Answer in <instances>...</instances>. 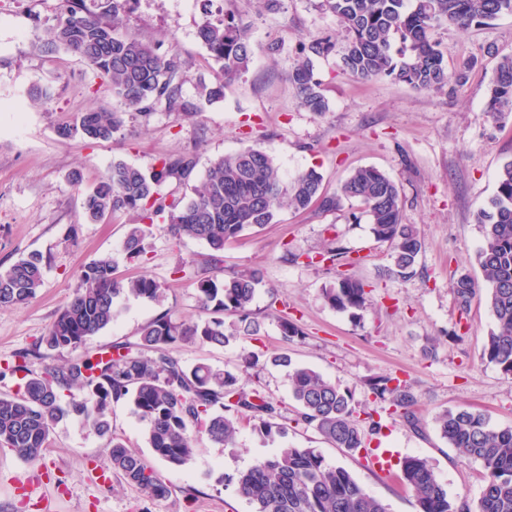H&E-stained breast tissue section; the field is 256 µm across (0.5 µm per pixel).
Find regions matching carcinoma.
<instances>
[{
  "mask_svg": "<svg viewBox=\"0 0 512 512\" xmlns=\"http://www.w3.org/2000/svg\"><path fill=\"white\" fill-rule=\"evenodd\" d=\"M128 0H60L57 22L44 29L39 50L64 49L93 66L108 82L122 105L147 119L156 107L194 116L200 103L223 97L224 84L241 78L253 56L250 24L224 10L204 12L198 37L210 59L219 65L213 83H201L198 101L182 96L187 61L177 49L164 54L138 36L120 31V14ZM314 6L334 16L343 43L328 35L296 41L297 62L288 74L300 106L313 112L329 110L328 99L314 74V59L341 54L345 72L364 80L387 77L420 91L438 90L448 82L443 52L432 38L441 23L458 28L480 26L504 13L512 14V0H314ZM398 50H393L394 44ZM512 112V57L503 58L492 79L487 111ZM124 124V113L104 107L82 113L74 123L58 128V135L109 140ZM196 159L184 154L166 157L148 172L124 162L112 164L84 194L87 219L98 223L117 212L140 218L124 242L131 257L145 253V240L155 219L167 215L168 233L205 242L221 253L224 245L246 229L273 223L281 207L297 211L317 204L334 210L343 200H355L371 218L374 239L388 244L396 272L412 269L422 243L414 229L402 223L401 190L389 176L373 167L351 172L336 193L322 188V175L311 168L289 181L275 159L258 148L226 154L210 163L201 184L185 200L166 202L160 186L169 179L190 180ZM483 240L476 253L488 287V306L494 319L483 355L504 374L512 375V160L497 174V191L476 213ZM43 283V258L31 254L0 270V308L18 307L34 298ZM261 275L256 270L198 281L199 314L191 320L164 313L140 328L139 341L116 347L110 357L69 361L33 373L31 353L19 352L4 363L0 375L22 374L23 391L0 396V446L28 462L41 460L54 426L75 415L99 436L107 438L112 471L146 499L168 496L162 476L121 439L112 436L106 417L108 401L125 399L146 425L153 453L171 466L188 464L197 453V438L205 436L224 447L236 446L239 423L248 420L267 439L285 433L279 409L261 391H244L228 369L207 363L192 366L173 356L177 344L224 347L239 333L258 334L252 304ZM461 307L479 292L468 274L453 283ZM132 295L159 303L163 289L144 277L120 281L114 277L112 257L101 256L83 271L81 285L57 314L42 338L49 350L76 349L117 317V300ZM325 304L337 311H365L370 305L365 284L344 275L322 291ZM236 317L225 326L224 316ZM244 362L255 368L264 362L288 368L296 422L314 427L326 441L348 452L366 448L362 420L355 415L352 394L313 368L295 365L286 354L260 360L249 352ZM378 398H390L405 410L416 398L410 387L391 376L372 380ZM77 390L80 397L62 401L61 393ZM448 446L483 468V489L477 507L453 501L429 461L410 455L401 461L403 481L415 493L418 512H512V427L496 428L474 411H446L437 417ZM236 491L253 512H388L387 506L342 467H333L314 448L283 445L260 458L236 477Z\"/></svg>",
  "mask_w": 512,
  "mask_h": 512,
  "instance_id": "cac0c4a2",
  "label": "carcinoma"
}]
</instances>
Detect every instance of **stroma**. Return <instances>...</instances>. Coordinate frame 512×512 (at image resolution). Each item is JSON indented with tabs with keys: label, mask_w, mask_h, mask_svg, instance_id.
<instances>
[{
	"label": "stroma",
	"mask_w": 512,
	"mask_h": 512,
	"mask_svg": "<svg viewBox=\"0 0 512 512\" xmlns=\"http://www.w3.org/2000/svg\"><path fill=\"white\" fill-rule=\"evenodd\" d=\"M213 6L252 23L254 56L243 78L227 84L223 99L193 118L160 109L146 120L126 118L112 139L91 142L61 140L57 128L90 108L116 110L120 104L105 79L78 56L38 50L40 27L54 23L59 0H0V269L32 253L44 260L36 297L18 308H0V363L38 349L84 268L103 255L114 259L117 277L144 275L161 284L163 301L120 299L112 325L75 350L39 349L30 364L34 371L135 343L142 325L161 314L197 315V283L215 274L205 242H177L157 226L145 240V254L131 259L123 243L134 214L85 221L82 188L116 161L148 169L166 156H196L189 183L161 185L170 199L191 196L212 161L248 147L271 154L288 179L316 169L329 194L353 170L376 167L401 189L402 221L422 242L417 262L411 273L395 274L387 245L371 233L369 216L346 200L333 210L283 208L263 230L243 231L226 243L222 268L261 271L252 304L258 335L238 336L225 347L181 344L173 354L189 366L205 362L231 370L244 390L259 389L288 418L286 436L263 438L245 422L236 447L201 440L192 461L174 468L152 452L146 427L128 401L114 400L107 411L112 436L161 473L170 489L166 498L145 500L116 476L102 483L101 473L111 470L107 439L71 416L52 432L42 467L0 447V512H252L234 479L286 443L316 449L328 464L348 470L389 512L418 510L413 491L399 478L398 461L408 455L428 459L449 498L477 503L483 469L448 446L435 419L447 410H470L485 414L492 426H512V375L483 355L494 326L487 300L475 297L464 310L452 290L463 273L484 280L475 259L483 240L475 214L495 194L502 164L512 159V112L495 118L485 110L496 66L512 55V14L466 30H435L449 74L464 62L473 64L464 85L452 80L439 92L387 78H356L336 56L316 60L315 77L330 105L318 113L298 104L288 82L294 53L272 56L266 46L275 39L290 44L301 36L338 33L335 18L315 9L312 0H283L275 12L257 10L254 0H214ZM202 14L201 0H131L123 17L124 31L161 50L178 44L188 62L182 92L190 101L199 83L215 81L219 70L197 37ZM36 88L46 90V98L33 99ZM74 171L82 175L81 186L69 181ZM333 245L350 264L317 261ZM341 273L365 284L371 300L366 311L354 315L324 303L323 288ZM284 318L299 327L300 336L284 339ZM250 351L288 352L350 390L357 412L380 422V434L366 442L373 452L390 451V469H377L295 422L285 370L244 368L242 357ZM378 375L411 386L417 425L390 400L376 398L370 382Z\"/></svg>",
	"instance_id": "stroma-1"
}]
</instances>
